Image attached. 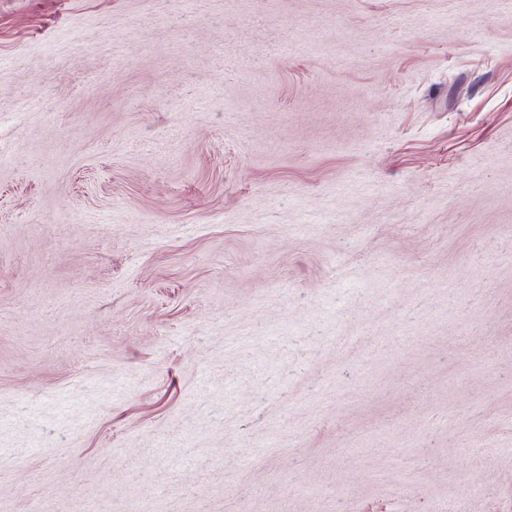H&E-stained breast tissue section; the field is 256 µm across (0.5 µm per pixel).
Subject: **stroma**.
<instances>
[{"mask_svg": "<svg viewBox=\"0 0 512 512\" xmlns=\"http://www.w3.org/2000/svg\"><path fill=\"white\" fill-rule=\"evenodd\" d=\"M512 512V0H0V512Z\"/></svg>", "mask_w": 512, "mask_h": 512, "instance_id": "35a3bbf8", "label": "stroma"}]
</instances>
